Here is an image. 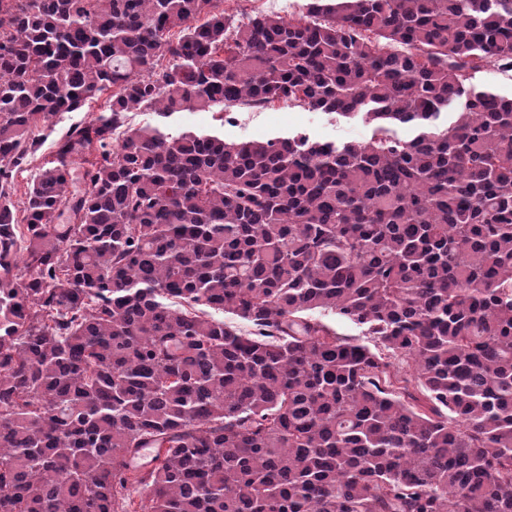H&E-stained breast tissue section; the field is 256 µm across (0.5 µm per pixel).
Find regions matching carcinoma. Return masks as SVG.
<instances>
[{
	"label": "carcinoma",
	"instance_id": "cac0c4a2",
	"mask_svg": "<svg viewBox=\"0 0 512 512\" xmlns=\"http://www.w3.org/2000/svg\"><path fill=\"white\" fill-rule=\"evenodd\" d=\"M220 2L0 0V512H512V0ZM223 1L224 3L221 2V7H224L226 13L236 15V18H241L242 14L245 18L246 16H254L258 13H262L279 15L286 20L305 13L306 5L310 2L309 0H281V2H278L276 8H272L262 0H251L246 3H237L230 0ZM289 3L294 4L288 6ZM474 82L478 87L490 88L500 94H512V71L496 68L482 70L476 74ZM97 108V104L92 103V107L90 109L86 108L83 112L66 113L59 118V122L56 125L55 130L47 137L41 149L33 158L31 165L28 167V171L24 172L22 176L19 175L17 177L20 190L18 192L19 195L23 192L27 180L37 172L38 168L42 167L45 163L54 160L56 144L69 126L88 121L92 114L98 112ZM19 195L17 198L14 197V200L18 199ZM212 112H178L168 119L156 113L135 110L128 113L127 123L132 127L157 125L162 120L172 133L185 129H196L224 136L226 141L266 140L286 136L295 130H305L319 139L337 141H365L371 136L373 127L360 119L336 120L318 112L301 107L275 104L268 108L235 107L225 118Z\"/></svg>",
	"mask_w": 512,
	"mask_h": 512
}]
</instances>
